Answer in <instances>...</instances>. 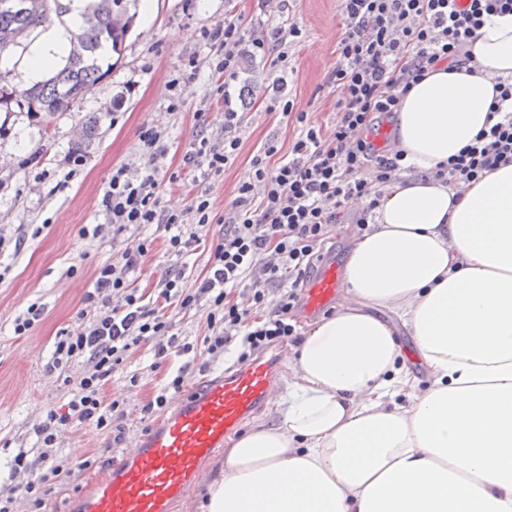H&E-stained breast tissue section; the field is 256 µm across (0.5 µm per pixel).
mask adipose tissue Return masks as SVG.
<instances>
[{
  "instance_id": "obj_1",
  "label": "adipose tissue",
  "mask_w": 512,
  "mask_h": 512,
  "mask_svg": "<svg viewBox=\"0 0 512 512\" xmlns=\"http://www.w3.org/2000/svg\"><path fill=\"white\" fill-rule=\"evenodd\" d=\"M87 2L33 34L26 83L67 56ZM472 52L403 95L411 171L353 242L344 300L306 331L276 417L225 449L206 512H512V164L460 193L435 176L512 78V15L486 18Z\"/></svg>"
}]
</instances>
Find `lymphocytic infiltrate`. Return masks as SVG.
<instances>
[{
  "label": "lymphocytic infiltrate",
  "instance_id": "obj_1",
  "mask_svg": "<svg viewBox=\"0 0 512 512\" xmlns=\"http://www.w3.org/2000/svg\"><path fill=\"white\" fill-rule=\"evenodd\" d=\"M345 31L337 44L336 63L327 83L341 95L334 127L312 122L286 98L272 99L271 109L293 118L299 134L288 154L267 142L252 158L254 181L236 189L227 213H215L206 193H194L187 207L170 211L161 204L155 162L165 154L164 131L143 128L140 140L149 163L140 173L122 166L112 172L102 207L116 231L132 225L160 224L168 233L167 250L184 257L201 242L209 225L224 230L210 244L208 267L194 291H187L182 272L173 270L160 282L159 299L182 309L205 303L210 334L207 351L219 357L226 348L240 349L239 362L295 336L293 311L300 303V286L309 278L334 224L353 214L358 231L369 227L383 187L404 172L402 152H389L371 138L384 121L393 119L402 95L440 61L474 63V33L486 16L512 13V0H341ZM302 31L297 24L280 23L253 38L255 52L270 58L279 73L288 71V49ZM207 57H189L190 72L208 66L214 94L224 104V133L195 139L189 161L203 177L223 174L241 146L242 118L233 104L231 88L238 77L237 48L244 39L240 18L205 29ZM490 110L497 120L479 132L437 173L445 183L463 190L486 172L512 162V83L498 85ZM372 169L373 180L362 178ZM152 247L145 239L124 248L119 259L95 271L94 290L84 298L95 315L61 334L54 366L75 360L84 369L66 377L68 401L49 411L35 433L39 456L29 459L21 450L10 465L12 485L0 495V512H14L26 501L29 512H44L52 482L72 475L71 462L54 457L66 428H111L122 416L121 403L106 399L104 387L134 347L151 342L154 355H186L192 343L182 341L173 319L161 307L145 302L134 285L136 273Z\"/></svg>",
  "mask_w": 512,
  "mask_h": 512
}]
</instances>
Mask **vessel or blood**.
Instances as JSON below:
<instances>
[{"instance_id":"b4317fda","label":"vessel or blood","mask_w":512,"mask_h":512,"mask_svg":"<svg viewBox=\"0 0 512 512\" xmlns=\"http://www.w3.org/2000/svg\"><path fill=\"white\" fill-rule=\"evenodd\" d=\"M341 290L335 263L322 260L319 275L302 293L307 314L323 311ZM279 379L273 354L203 379L175 400L168 417L112 460L107 479L76 496L78 512H172L188 487L206 482L205 460L267 406Z\"/></svg>"}]
</instances>
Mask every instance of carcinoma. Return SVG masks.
I'll return each instance as SVG.
<instances>
[{"instance_id": "1", "label": "carcinoma", "mask_w": 512, "mask_h": 512, "mask_svg": "<svg viewBox=\"0 0 512 512\" xmlns=\"http://www.w3.org/2000/svg\"><path fill=\"white\" fill-rule=\"evenodd\" d=\"M13 0H0V55L11 51L15 44L11 36L16 31L31 32L45 25L51 15L66 12L62 0H48L45 13H22L12 7ZM90 14L98 15L96 26H84L80 32L85 46L84 55L71 50L64 66L50 78L18 92L9 86L7 77L0 75V109L10 110L19 101L30 112L52 116L65 112L82 98L105 75L98 59L108 49L121 53L123 41L131 26L124 0H90Z\"/></svg>"}]
</instances>
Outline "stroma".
Wrapping results in <instances>:
<instances>
[{
  "instance_id": "stroma-1",
  "label": "stroma",
  "mask_w": 512,
  "mask_h": 512,
  "mask_svg": "<svg viewBox=\"0 0 512 512\" xmlns=\"http://www.w3.org/2000/svg\"><path fill=\"white\" fill-rule=\"evenodd\" d=\"M260 0H154L149 27L137 19L139 0H129L128 14L134 20L116 64L70 110L53 116L34 115L26 108L0 112V264L9 271L0 280V398L9 402L0 410V486L9 485V461L18 449H35L34 427L48 410L64 401V387L50 373L57 336L77 323L83 299L94 288L93 273L103 263L119 259L125 247L150 239L153 248L135 275V285L148 299H155L168 269L183 267L186 287L196 285L209 258L204 249L180 259L166 250L167 233L160 224L131 227L102 238H82L81 227L107 223L101 206L103 191L113 169L130 165L142 168L145 157L139 134L143 127L166 132V152L157 163V179L164 206L180 209L190 199L189 185L169 183L171 173L184 169V157L200 130L220 134L224 129V105L213 94L209 68L181 82L177 91L184 101L182 111L169 112V81L180 72L185 59L206 55L203 29L223 22L225 16L245 19L247 31L238 48L239 77L232 88L233 100L243 115L241 148L223 175L204 180L203 189L215 212L229 210L235 191L252 173V157L269 140L291 146L298 133L281 112L267 111L274 96L276 76L269 60L253 55L251 41L283 20L303 30L289 50L285 95L295 111L307 113L323 127L336 122L339 99L326 84L336 62V45L343 32L338 0H286L283 11L259 5ZM205 110L198 122L197 110ZM98 117V130L91 140L82 131L91 117ZM78 154L84 164L74 177H67V159ZM42 233H35V226ZM43 308L41 320L26 335L13 331L15 319L29 305ZM179 333L195 346V361L175 354L156 361L153 343L139 346L122 369L113 374L106 394L122 398L124 416L119 423L126 442L113 446L111 436L91 427H76L61 433L59 452L79 463L91 465L73 477H60L47 498L52 512H68L70 494L103 479L111 459L127 452L128 445L163 418L155 412L143 419L141 409L175 375L184 378L182 390L190 392L202 376H217L234 366L229 353L223 362L201 369L208 355L203 339L208 333L205 307L187 310L168 308Z\"/></svg>"
}]
</instances>
